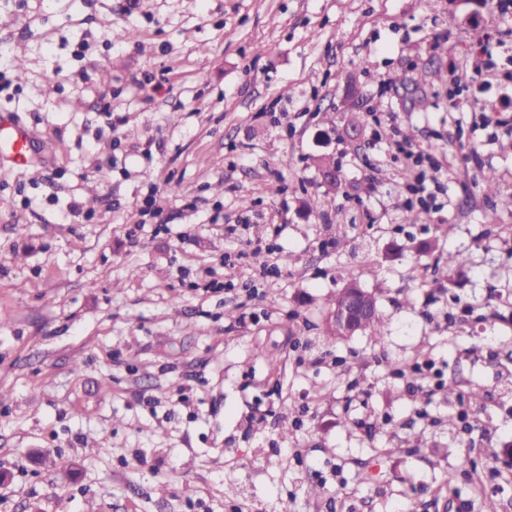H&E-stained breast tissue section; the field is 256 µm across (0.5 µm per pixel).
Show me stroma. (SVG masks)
<instances>
[{
  "instance_id": "stroma-1",
  "label": "stroma",
  "mask_w": 512,
  "mask_h": 512,
  "mask_svg": "<svg viewBox=\"0 0 512 512\" xmlns=\"http://www.w3.org/2000/svg\"><path fill=\"white\" fill-rule=\"evenodd\" d=\"M506 96L491 0H0V512H512ZM379 117L447 174L429 232ZM353 279L381 343L326 333Z\"/></svg>"
}]
</instances>
